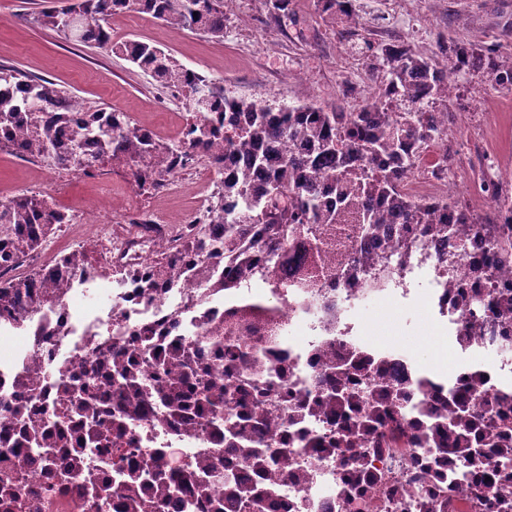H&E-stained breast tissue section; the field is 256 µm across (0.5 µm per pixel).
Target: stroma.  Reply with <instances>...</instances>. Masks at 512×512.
Wrapping results in <instances>:
<instances>
[{
    "instance_id": "35a3bbf8",
    "label": "stroma",
    "mask_w": 512,
    "mask_h": 512,
    "mask_svg": "<svg viewBox=\"0 0 512 512\" xmlns=\"http://www.w3.org/2000/svg\"><path fill=\"white\" fill-rule=\"evenodd\" d=\"M46 0H0V66L54 81L92 107L128 113L132 122L172 129L180 104L169 90L122 56L93 45L65 40L40 27L35 18ZM364 23L340 28L324 20L316 0H291L288 17H277L272 0H236L225 12L224 37L178 28L150 15L130 20L113 15L108 26L114 41L139 39L161 47L189 69L223 81L225 91L269 104L317 101L327 108H359L375 92L366 59L349 51V43H404L422 55H435L438 38L458 41L500 36L503 52L512 51V0H360ZM473 119L469 135H486L500 162L503 185L512 184V91L501 90L490 78L473 79L460 89ZM51 166L0 152V195L32 191L50 183ZM205 201L188 193L183 199L159 202L131 182L128 168L115 165L94 176L74 175L65 196L56 200L66 212L93 210L99 222L111 215L163 206L177 220H189ZM93 226L76 224L56 233L33 256L45 265L79 246H91ZM369 336L399 342L416 350L433 369L447 373L452 362L442 349L443 324L418 307L389 309L376 305L366 312Z\"/></svg>"
}]
</instances>
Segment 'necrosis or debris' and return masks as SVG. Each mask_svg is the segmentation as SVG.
Masks as SVG:
<instances>
[{"instance_id": "1", "label": "necrosis or debris", "mask_w": 512, "mask_h": 512, "mask_svg": "<svg viewBox=\"0 0 512 512\" xmlns=\"http://www.w3.org/2000/svg\"><path fill=\"white\" fill-rule=\"evenodd\" d=\"M448 141L418 153L419 203L464 200L476 224L414 232L403 252L350 231L315 288L200 284L175 225H104L112 272L81 278L22 326L0 318V512H512V218L434 177ZM258 295L274 317L230 316ZM447 321L450 373L366 334L378 303ZM223 386L215 406L197 378Z\"/></svg>"}]
</instances>
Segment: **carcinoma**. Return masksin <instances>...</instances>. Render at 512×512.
I'll list each match as a JSON object with an SVG mask.
<instances>
[{"label": "carcinoma", "mask_w": 512, "mask_h": 512, "mask_svg": "<svg viewBox=\"0 0 512 512\" xmlns=\"http://www.w3.org/2000/svg\"><path fill=\"white\" fill-rule=\"evenodd\" d=\"M226 0H75L83 19L72 38L124 55L160 88H184L192 96V118L186 139L172 147L131 123L122 112L90 108L44 78L0 68V151L30 160H44L63 172L86 148L95 156L83 169L92 175L112 164L136 166L135 182L153 190L180 165L199 155L214 166L212 138L222 134L227 150L247 154V168L228 174L209 196L205 212L215 227L185 239L182 253L196 257V276L208 280L211 269L225 260L244 267L253 262L244 243L256 232L264 243L258 261L266 266L288 238L306 236L326 242L329 228L354 210L355 223L368 235L381 225L398 224L387 235L394 252L406 243L404 224H440L439 207L413 201L404 182L414 166V146L446 137L455 109L450 99L462 80L489 77L512 90V54L502 56L499 40H439L441 57L424 56L402 43L374 46L366 41V57L383 59L372 67L374 82L384 91L357 112L328 110L316 102L272 106L235 98L224 85L181 64L150 43L128 39L112 43L105 24L114 14L135 8L171 25L219 40L224 37ZM356 0H317V10L346 28L359 17ZM37 23L60 31L61 12L46 7ZM73 217L44 197L20 193L0 202V264L15 267L37 252ZM325 267L317 261L295 268L305 285L316 283ZM80 275L87 281L103 273L84 247L23 277H0V316L16 325L40 313L49 288Z\"/></svg>", "instance_id": "obj_1"}]
</instances>
